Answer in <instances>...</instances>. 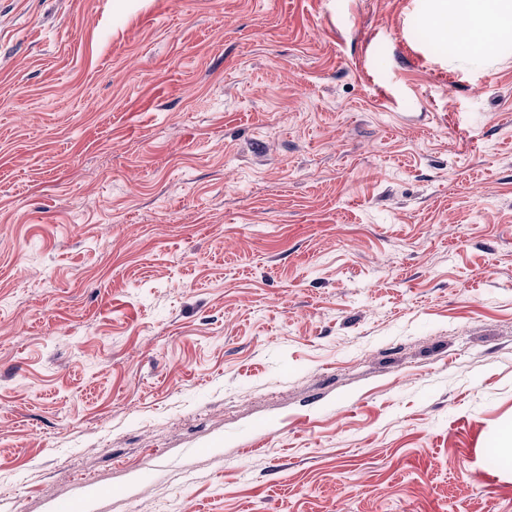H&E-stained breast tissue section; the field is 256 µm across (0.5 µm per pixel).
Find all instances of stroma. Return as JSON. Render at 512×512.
I'll list each match as a JSON object with an SVG mask.
<instances>
[{
	"label": "stroma",
	"instance_id": "1",
	"mask_svg": "<svg viewBox=\"0 0 512 512\" xmlns=\"http://www.w3.org/2000/svg\"><path fill=\"white\" fill-rule=\"evenodd\" d=\"M430 0H0L7 512H512V36ZM443 1L432 19L437 35L448 42L465 37L477 60L496 53L501 31L512 28L511 0Z\"/></svg>",
	"mask_w": 512,
	"mask_h": 512
}]
</instances>
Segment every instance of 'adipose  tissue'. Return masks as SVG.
Masks as SVG:
<instances>
[{
	"label": "adipose tissue",
	"instance_id": "adipose-tissue-1",
	"mask_svg": "<svg viewBox=\"0 0 512 512\" xmlns=\"http://www.w3.org/2000/svg\"><path fill=\"white\" fill-rule=\"evenodd\" d=\"M432 23L443 40L466 38L480 60L494 55L501 31L512 28V0H443Z\"/></svg>",
	"mask_w": 512,
	"mask_h": 512
}]
</instances>
